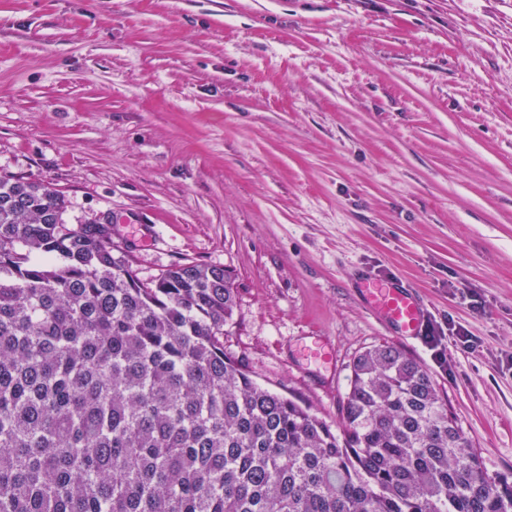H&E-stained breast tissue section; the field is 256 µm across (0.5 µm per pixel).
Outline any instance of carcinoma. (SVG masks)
Here are the masks:
<instances>
[{"label": "carcinoma", "instance_id": "obj_1", "mask_svg": "<svg viewBox=\"0 0 512 512\" xmlns=\"http://www.w3.org/2000/svg\"><path fill=\"white\" fill-rule=\"evenodd\" d=\"M66 209L0 178V512H512L414 357L357 355L335 429L224 353L229 269L143 282Z\"/></svg>", "mask_w": 512, "mask_h": 512}]
</instances>
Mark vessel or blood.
<instances>
[{
  "instance_id": "vessel-or-blood-1",
  "label": "vessel or blood",
  "mask_w": 512,
  "mask_h": 512,
  "mask_svg": "<svg viewBox=\"0 0 512 512\" xmlns=\"http://www.w3.org/2000/svg\"><path fill=\"white\" fill-rule=\"evenodd\" d=\"M368 306L397 327L401 335H419L423 312L415 295L397 281L364 279L360 288Z\"/></svg>"
}]
</instances>
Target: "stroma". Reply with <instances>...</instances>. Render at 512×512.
Returning a JSON list of instances; mask_svg holds the SVG:
<instances>
[{
    "mask_svg": "<svg viewBox=\"0 0 512 512\" xmlns=\"http://www.w3.org/2000/svg\"><path fill=\"white\" fill-rule=\"evenodd\" d=\"M0 176L111 218L141 280L229 268L225 351L332 425L353 358L405 350L512 473V0H0ZM361 294L368 306L397 327L401 336H419L423 312L415 295L399 281L366 278Z\"/></svg>",
    "mask_w": 512,
    "mask_h": 512,
    "instance_id": "35a3bbf8",
    "label": "stroma"
}]
</instances>
